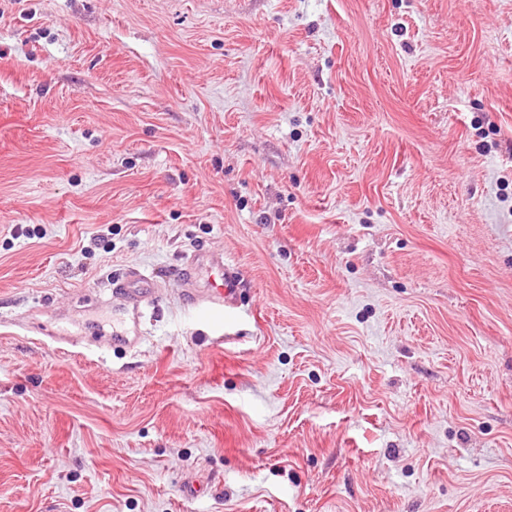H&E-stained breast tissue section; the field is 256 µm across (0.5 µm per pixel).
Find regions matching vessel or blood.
Instances as JSON below:
<instances>
[{
    "instance_id": "vessel-or-blood-1",
    "label": "vessel or blood",
    "mask_w": 512,
    "mask_h": 512,
    "mask_svg": "<svg viewBox=\"0 0 512 512\" xmlns=\"http://www.w3.org/2000/svg\"><path fill=\"white\" fill-rule=\"evenodd\" d=\"M206 274L204 287H197L199 274ZM181 277L186 286L185 294L191 305L213 313L233 311L240 300L243 279L237 267L227 264L223 256L208 258L197 256L186 259L181 268ZM112 293L123 298L130 323L139 324L144 316L143 303L153 301L159 286L150 275L140 269L128 268L122 279L113 281Z\"/></svg>"
}]
</instances>
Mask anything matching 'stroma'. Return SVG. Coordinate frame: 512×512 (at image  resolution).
Returning <instances> with one entry per match:
<instances>
[{
  "instance_id": "1",
  "label": "stroma",
  "mask_w": 512,
  "mask_h": 512,
  "mask_svg": "<svg viewBox=\"0 0 512 512\" xmlns=\"http://www.w3.org/2000/svg\"><path fill=\"white\" fill-rule=\"evenodd\" d=\"M0 512H512V0H0ZM207 267L204 288H194L199 272ZM181 271L186 285L185 295L191 305L213 313L232 312L238 305L243 290L239 268L224 263L223 255H210L206 260L193 256L184 262ZM112 294L123 298L130 323L138 325L143 316V303L154 301L159 286L150 275L140 269L129 267L122 279L112 282Z\"/></svg>"
}]
</instances>
